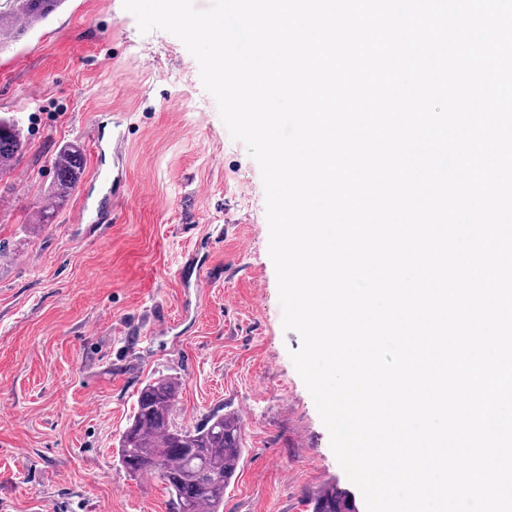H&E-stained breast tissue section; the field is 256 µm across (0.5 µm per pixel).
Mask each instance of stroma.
<instances>
[{
	"mask_svg": "<svg viewBox=\"0 0 512 512\" xmlns=\"http://www.w3.org/2000/svg\"><path fill=\"white\" fill-rule=\"evenodd\" d=\"M1 115L27 150L0 179V512H173L117 457L141 387L164 377L178 425L242 420L224 512L355 492L290 357L260 166L181 40L141 33L123 0H66L0 47ZM72 141L82 182L34 227Z\"/></svg>",
	"mask_w": 512,
	"mask_h": 512,
	"instance_id": "obj_1",
	"label": "stroma"
}]
</instances>
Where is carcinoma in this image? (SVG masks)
Returning a JSON list of instances; mask_svg holds the SVG:
<instances>
[{"label":"carcinoma","instance_id":"1","mask_svg":"<svg viewBox=\"0 0 512 512\" xmlns=\"http://www.w3.org/2000/svg\"><path fill=\"white\" fill-rule=\"evenodd\" d=\"M63 0H6L0 9V45L18 40L44 23ZM27 144L19 122L0 116V176L20 162ZM84 149L63 145L53 160L56 192L51 203L37 207L40 224L51 223L54 207L70 197L84 171ZM178 383L157 378L139 392L134 413L117 443L122 466L134 477L157 476L173 496L174 512H224V487L236 474L243 454L242 424L238 417L215 413L192 428L173 418ZM312 512H358L354 497L334 486L310 499Z\"/></svg>","mask_w":512,"mask_h":512}]
</instances>
